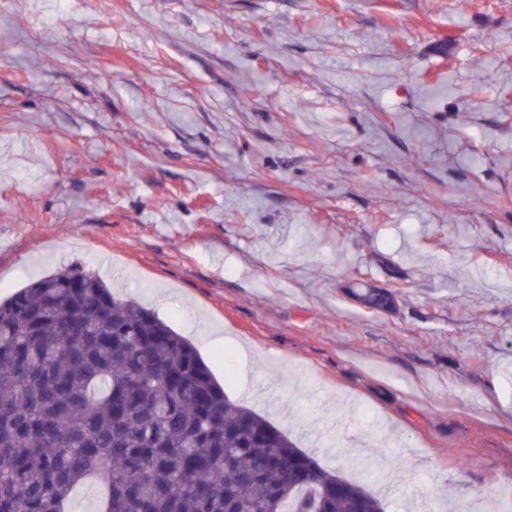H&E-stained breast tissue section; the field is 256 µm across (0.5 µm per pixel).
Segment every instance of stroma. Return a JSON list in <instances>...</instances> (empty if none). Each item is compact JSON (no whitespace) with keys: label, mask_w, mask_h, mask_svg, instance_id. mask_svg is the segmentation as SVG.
Returning a JSON list of instances; mask_svg holds the SVG:
<instances>
[{"label":"stroma","mask_w":512,"mask_h":512,"mask_svg":"<svg viewBox=\"0 0 512 512\" xmlns=\"http://www.w3.org/2000/svg\"><path fill=\"white\" fill-rule=\"evenodd\" d=\"M74 262L386 512L512 490V0H0V298Z\"/></svg>","instance_id":"obj_1"}]
</instances>
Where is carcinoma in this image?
<instances>
[{"mask_svg":"<svg viewBox=\"0 0 512 512\" xmlns=\"http://www.w3.org/2000/svg\"><path fill=\"white\" fill-rule=\"evenodd\" d=\"M384 512L227 396L197 348L100 275L0 303V512Z\"/></svg>","mask_w":512,"mask_h":512,"instance_id":"cac0c4a2","label":"carcinoma"}]
</instances>
